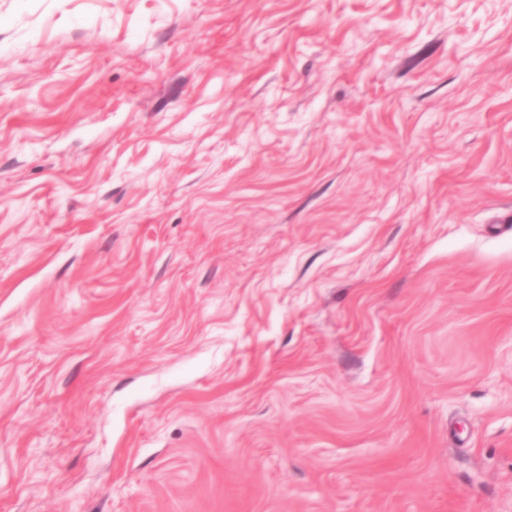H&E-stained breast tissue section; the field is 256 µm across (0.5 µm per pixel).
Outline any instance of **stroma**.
Listing matches in <instances>:
<instances>
[{
	"instance_id": "obj_1",
	"label": "stroma",
	"mask_w": 512,
	"mask_h": 512,
	"mask_svg": "<svg viewBox=\"0 0 512 512\" xmlns=\"http://www.w3.org/2000/svg\"><path fill=\"white\" fill-rule=\"evenodd\" d=\"M0 512H512V0H0Z\"/></svg>"
}]
</instances>
